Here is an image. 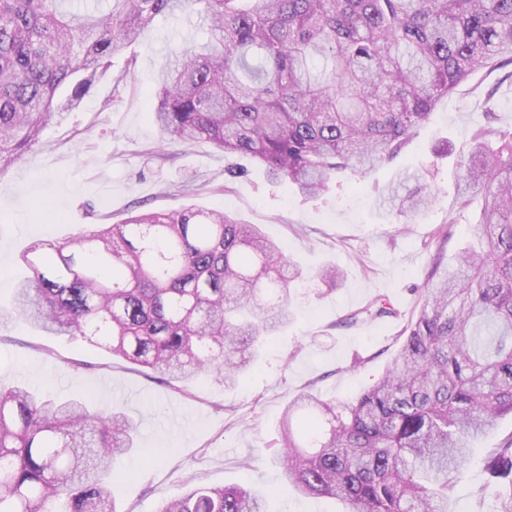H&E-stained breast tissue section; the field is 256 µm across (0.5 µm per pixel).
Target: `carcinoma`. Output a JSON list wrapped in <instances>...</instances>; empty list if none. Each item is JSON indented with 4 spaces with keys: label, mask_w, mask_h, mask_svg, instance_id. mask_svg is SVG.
<instances>
[{
    "label": "carcinoma",
    "mask_w": 512,
    "mask_h": 512,
    "mask_svg": "<svg viewBox=\"0 0 512 512\" xmlns=\"http://www.w3.org/2000/svg\"><path fill=\"white\" fill-rule=\"evenodd\" d=\"M65 2L0 0V172L165 13L196 12L208 38L156 77L160 132L247 156L303 196L397 158L460 84L512 65V0H110L104 16ZM486 117L458 189L460 209L481 201L475 243L424 283L372 387L350 404L306 392L285 408L294 491L346 512H448L472 442L512 415V132ZM435 201L416 190L397 215ZM20 260L27 275L0 322L100 340L170 383H235L260 340L293 321L303 276L257 225L193 207L35 242ZM134 432L116 405L91 412L81 398L1 388L0 512H52L61 499L65 512H117L112 461ZM485 468L494 512H512V435ZM265 501L253 488L197 485L158 512H266Z\"/></svg>",
    "instance_id": "obj_1"
}]
</instances>
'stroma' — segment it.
Wrapping results in <instances>:
<instances>
[{"mask_svg":"<svg viewBox=\"0 0 512 512\" xmlns=\"http://www.w3.org/2000/svg\"><path fill=\"white\" fill-rule=\"evenodd\" d=\"M197 17L160 16L113 60L80 107L50 124L20 160L0 173V305L23 274L20 253L37 241L65 242L135 211L188 206L219 209L256 224L300 265L288 328L268 337L245 379L225 387L200 377L171 384L153 371L112 358L82 341L50 336L16 320L0 326V387L28 384L93 407L121 404L138 427L137 453L115 458L120 512H158L194 478L211 486L247 484L266 492L268 512H343L341 502L293 493L279 461L280 422L304 392L348 402L369 389L395 356L397 338L416 314V290L468 243L473 211L457 205V162L473 133L495 113L512 129V79L480 71L437 104L393 162L345 175L328 192L305 197L269 181L258 164L227 157L211 144L162 143L148 97L171 53L203 39ZM124 80H117L121 70ZM421 168L438 199L404 223L389 186ZM450 225L449 239L437 231ZM333 263L336 287L315 281ZM386 298L392 316L355 325L345 317ZM512 434L500 419L467 460L448 512H493L481 499L483 456Z\"/></svg>","mask_w":512,"mask_h":512,"instance_id":"1","label":"stroma"}]
</instances>
